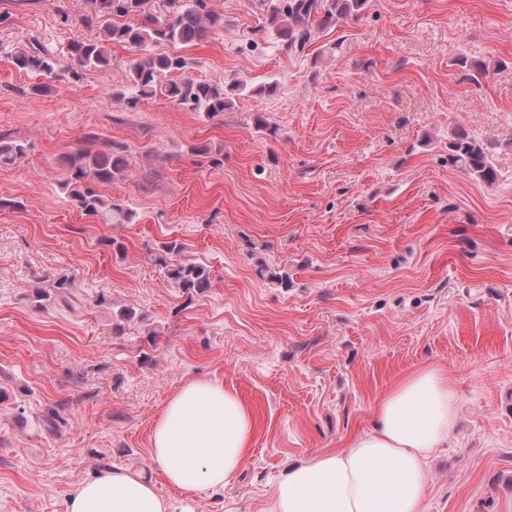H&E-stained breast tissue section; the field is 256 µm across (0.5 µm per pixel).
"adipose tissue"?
<instances>
[{
  "instance_id": "1",
  "label": "adipose tissue",
  "mask_w": 512,
  "mask_h": 512,
  "mask_svg": "<svg viewBox=\"0 0 512 512\" xmlns=\"http://www.w3.org/2000/svg\"><path fill=\"white\" fill-rule=\"evenodd\" d=\"M459 394L447 372L422 365L378 398L374 423L340 452H317L288 468L265 512H424L428 462L457 421ZM252 416L223 382L194 379L170 399L152 431V471L106 468L66 496L64 512H169L164 483L191 494L230 484L251 445Z\"/></svg>"
}]
</instances>
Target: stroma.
I'll use <instances>...</instances> for the list:
<instances>
[{
  "label": "stroma",
  "instance_id": "stroma-1",
  "mask_svg": "<svg viewBox=\"0 0 512 512\" xmlns=\"http://www.w3.org/2000/svg\"><path fill=\"white\" fill-rule=\"evenodd\" d=\"M211 7L223 28L152 51L188 58L176 81L241 80L212 119L160 95L113 100L140 55L124 44L112 68L72 77L71 42L115 17L0 0V132L27 146L0 167V512H63L100 469L150 468L156 419L198 378L235 388L256 436L224 489L160 492L171 512H263L288 466L370 428L376 398L427 363L460 407L426 512H512V0H372L301 54L262 0ZM33 40L57 62L41 92L9 61ZM462 53L506 66L478 86ZM459 127L492 145L494 185L449 167ZM93 133L128 148V175L98 192L135 223L81 215L60 188L62 156ZM173 239L208 265L206 292L156 265ZM63 275L64 298L38 302Z\"/></svg>",
  "mask_w": 512,
  "mask_h": 512
}]
</instances>
